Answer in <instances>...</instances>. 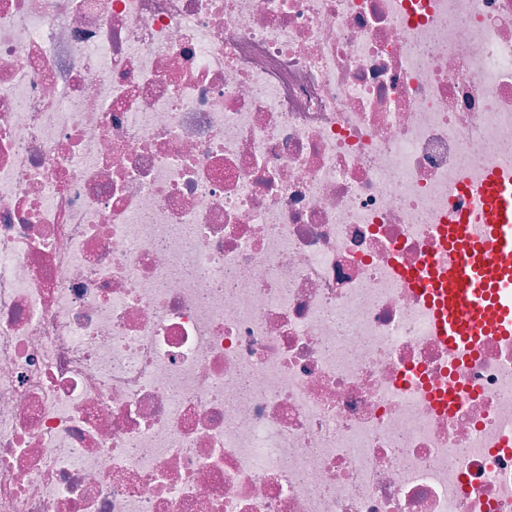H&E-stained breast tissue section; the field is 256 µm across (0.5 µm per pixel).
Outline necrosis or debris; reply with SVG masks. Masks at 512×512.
<instances>
[{"instance_id": "4bbe7bcc", "label": "necrosis or debris", "mask_w": 512, "mask_h": 512, "mask_svg": "<svg viewBox=\"0 0 512 512\" xmlns=\"http://www.w3.org/2000/svg\"><path fill=\"white\" fill-rule=\"evenodd\" d=\"M492 171L512 0H0V512H512ZM477 209L486 224L465 218L450 224L448 233L463 243L480 241L489 259L461 246L435 261L446 273L435 290L445 303L436 315L437 332L465 345L488 333L512 335V180L490 173L477 193Z\"/></svg>"}]
</instances>
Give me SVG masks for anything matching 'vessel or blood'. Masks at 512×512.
<instances>
[{
    "label": "vessel or blood",
    "mask_w": 512,
    "mask_h": 512,
    "mask_svg": "<svg viewBox=\"0 0 512 512\" xmlns=\"http://www.w3.org/2000/svg\"><path fill=\"white\" fill-rule=\"evenodd\" d=\"M477 208L483 223L465 218L449 225V234L462 245L437 260L446 277L436 329L466 345L488 333L512 335V180L489 174L477 193Z\"/></svg>",
    "instance_id": "1"
}]
</instances>
